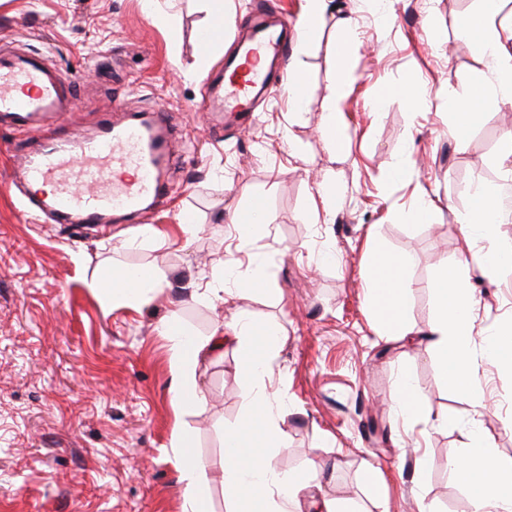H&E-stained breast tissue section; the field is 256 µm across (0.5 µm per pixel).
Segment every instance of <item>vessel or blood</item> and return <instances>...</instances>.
Masks as SVG:
<instances>
[{
  "instance_id": "1",
  "label": "vessel or blood",
  "mask_w": 512,
  "mask_h": 512,
  "mask_svg": "<svg viewBox=\"0 0 512 512\" xmlns=\"http://www.w3.org/2000/svg\"><path fill=\"white\" fill-rule=\"evenodd\" d=\"M288 27L282 21L253 28L243 61H225L227 74L210 98L211 109L252 110L272 81L264 60L288 58ZM72 110L68 84L43 55L0 52V126L21 136L6 146L16 176L28 185L54 187L49 197H29L28 211L58 224H107L113 213L155 207L167 193L161 176L170 155L167 112L103 124L92 133L79 127L67 138L57 137L53 121Z\"/></svg>"
}]
</instances>
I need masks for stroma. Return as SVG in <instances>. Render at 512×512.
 <instances>
[{
  "mask_svg": "<svg viewBox=\"0 0 512 512\" xmlns=\"http://www.w3.org/2000/svg\"><path fill=\"white\" fill-rule=\"evenodd\" d=\"M478 0H389L381 23L369 0H328L320 45L304 57L307 90L296 105L278 88L257 101L249 123L222 124L203 104L214 71L237 51L252 0H231L224 45L202 60L200 0H177V31L141 0H0V46L40 53L77 79L76 113L86 128L107 118L166 110L174 164L166 204L134 224H42L28 214L29 192L0 153V512H182L175 428L191 438L204 467L224 454V435L244 422V379L234 346L201 362L198 398L173 403L169 342L156 326L210 335L240 313L282 333L277 362L288 375L282 427L290 449L267 450L278 470L304 472L303 512L324 497L361 498L365 470L381 477L388 512H470L475 484L448 474L451 448L479 424L512 457V350L479 363L475 417L426 351L432 280L441 259L464 248L460 214L472 206L476 176L499 181L494 158L512 130V108L486 101L457 148L448 98L466 95L482 66L460 45L453 18ZM348 41L347 56L334 45ZM349 76L334 89L337 69ZM343 114L348 147L321 138L322 112ZM406 175L390 180L393 167ZM346 189L335 207L313 212L321 184ZM437 198L431 220L407 214L420 192ZM261 199L264 224L246 252L243 275L260 290L213 307L193 299L201 278L222 273L234 243L227 230ZM191 215L192 237L181 224ZM153 226L166 238L141 237ZM409 258L408 321L413 336H383L366 291L373 246ZM153 265L171 286L137 307L109 308L87 288L103 266ZM476 332L512 318V266L493 278L471 271ZM410 377L426 433L414 454L387 401Z\"/></svg>",
  "mask_w": 512,
  "mask_h": 512,
  "instance_id": "stroma-1",
  "label": "stroma"
}]
</instances>
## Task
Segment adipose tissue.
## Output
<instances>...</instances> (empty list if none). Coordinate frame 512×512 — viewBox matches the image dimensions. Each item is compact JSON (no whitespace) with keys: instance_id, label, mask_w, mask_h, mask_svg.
<instances>
[{"instance_id":"1","label":"adipose tissue","mask_w":512,"mask_h":512,"mask_svg":"<svg viewBox=\"0 0 512 512\" xmlns=\"http://www.w3.org/2000/svg\"><path fill=\"white\" fill-rule=\"evenodd\" d=\"M500 3L501 0H480L477 9L454 20L460 43L477 52L486 76L473 94L449 97L448 132L453 138H461L464 130L476 122L484 97L512 106V17L503 15ZM510 222L512 210L502 205L498 186L476 178L474 206L460 217L458 224L465 249L457 257L438 264L433 285L435 308L427 349L440 360L449 361L458 392L472 400L479 415L484 414L486 406L477 395L476 300L465 284V277L473 268L493 274L499 267V258L512 256V243H504L498 234L499 226ZM407 266L408 258L403 254L377 249L370 255L369 301L387 336L405 337L413 333L407 321ZM168 284L165 273L153 267L144 278L130 276L125 268L113 269L92 278L88 286L112 305L132 307L163 291ZM159 333L171 343L174 402L189 405L197 398L196 373L201 359L223 355L226 333L217 329L210 336L192 340L168 321L160 323ZM229 334L236 342L241 373L246 380L243 399L251 413L249 419L227 434L235 451L225 456L220 476L230 512H302L300 494L308 485L307 477L299 472H278L260 454L249 457L244 453L248 445L283 452L290 447L279 412L287 389L272 385L277 359L276 332L271 327L258 326L243 313L233 319ZM170 446L179 459L184 512H202L209 484L205 468L191 453L187 434L173 432ZM448 473L459 482L477 483L472 512H512V458L500 456L479 431L469 433L462 447L449 449Z\"/></svg>"}]
</instances>
